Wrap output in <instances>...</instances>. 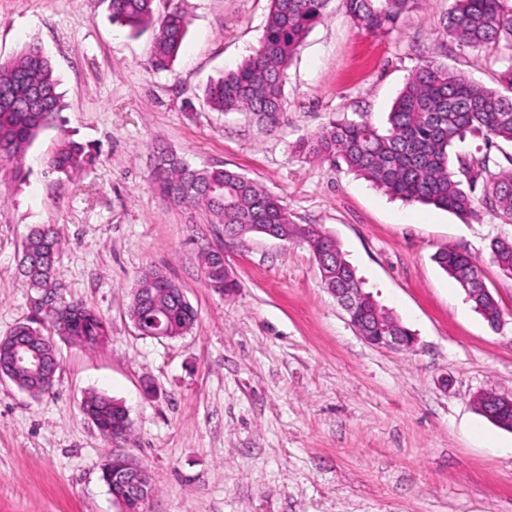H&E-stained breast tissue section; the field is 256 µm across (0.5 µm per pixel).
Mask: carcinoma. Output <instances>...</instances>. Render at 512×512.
Listing matches in <instances>:
<instances>
[{
    "label": "carcinoma",
    "mask_w": 512,
    "mask_h": 512,
    "mask_svg": "<svg viewBox=\"0 0 512 512\" xmlns=\"http://www.w3.org/2000/svg\"><path fill=\"white\" fill-rule=\"evenodd\" d=\"M329 0H270L259 47L236 69L208 85L207 106L216 112L245 110L274 124L284 111V82L288 66L308 32L319 23ZM346 15L368 31L389 35L402 18L419 8L421 0H342ZM113 22L131 33L155 29L152 65L168 69L175 61L188 31V21L173 9L156 14L155 0H109ZM446 29L457 42L475 49L508 55L511 64L501 72V86L509 95L477 85L464 76L426 60L405 82L381 131L365 120H338L324 126L298 149L314 157L342 160L347 168L372 182L386 194L407 202L431 204L463 221L477 216V203L463 182L473 183L483 175L484 203L512 215V167L490 168L498 162L487 153L456 157L452 170L448 149L468 134L486 140L512 143V8L505 0H453ZM58 80L48 57L30 46L12 59L0 62V159L18 160L41 129L62 111ZM96 158L83 143L68 136L60 139L49 167L60 174L85 169ZM153 181L174 203L200 207L211 223L228 235L252 232V226L272 228L283 241L300 238L314 256L326 258L320 270L326 288H359L360 280L344 259L334 239L322 230L299 228L283 201L255 180L223 168L191 169L176 154L159 153ZM30 258L23 259L24 276L34 288H53V273L59 253L57 233L50 226L34 227L23 244ZM492 258L502 270L512 273V240H498ZM215 251L201 256L208 286L224 279ZM434 261L463 288L477 287L481 277L477 261L454 248H443ZM475 308L490 324L500 316L497 302L474 300ZM65 314L52 309L51 322L57 335L93 348L108 335V325L96 310L81 303L64 304ZM131 319L149 328L160 318L169 336L193 328L196 314L181 288L165 273L146 269L134 289ZM14 335L36 347L51 338L29 324L14 328ZM83 413L101 434L124 427L126 409L111 397L94 393L83 404ZM128 460L112 461V470L101 472L108 489L122 494L133 505L134 485L112 478L126 468Z\"/></svg>",
    "instance_id": "cac0c4a2"
}]
</instances>
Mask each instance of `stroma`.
<instances>
[{
    "label": "stroma",
    "mask_w": 512,
    "mask_h": 512,
    "mask_svg": "<svg viewBox=\"0 0 512 512\" xmlns=\"http://www.w3.org/2000/svg\"><path fill=\"white\" fill-rule=\"evenodd\" d=\"M452 0H422L380 37L330 0L294 55L277 127L204 101L210 81L258 47L269 0H156L188 33L172 67L152 68L153 33L113 24L109 0H0V61L37 44L63 95L62 124L19 161H0V336L80 301L108 323L100 346L57 340L51 392L0 379V512H120L101 479L110 451L83 414L88 393L127 409L126 453L150 475L144 512H512V431L483 417V391L512 396V276L493 262L512 216L464 222L391 199L369 181L296 152L329 121L386 128L411 71L432 60L489 88L506 60L460 46L444 26ZM98 152L65 177L47 161L62 134ZM195 168L246 174L279 196L294 223L337 243L412 350L367 343L323 287L301 240L226 239L204 210L153 187L155 148ZM61 240L51 293L31 288L22 245L37 225ZM472 256L501 313L491 330L434 262ZM220 249L236 282L204 283L201 254ZM148 267L182 288L197 316L175 338L140 335L133 288Z\"/></svg>",
    "instance_id": "1"
}]
</instances>
